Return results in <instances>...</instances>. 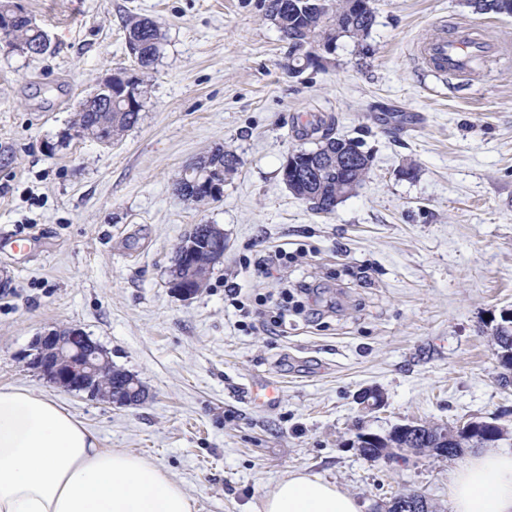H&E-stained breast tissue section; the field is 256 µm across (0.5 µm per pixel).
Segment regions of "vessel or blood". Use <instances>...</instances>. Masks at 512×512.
Instances as JSON below:
<instances>
[{"instance_id":"obj_1","label":"vessel or blood","mask_w":512,"mask_h":512,"mask_svg":"<svg viewBox=\"0 0 512 512\" xmlns=\"http://www.w3.org/2000/svg\"><path fill=\"white\" fill-rule=\"evenodd\" d=\"M495 51L490 43H474L467 30H440L420 47L419 57L427 69L443 76L451 72L471 74L480 70L485 58Z\"/></svg>"}]
</instances>
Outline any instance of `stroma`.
Returning <instances> with one entry per match:
<instances>
[{
	"instance_id": "obj_1",
	"label": "stroma",
	"mask_w": 512,
	"mask_h": 512,
	"mask_svg": "<svg viewBox=\"0 0 512 512\" xmlns=\"http://www.w3.org/2000/svg\"><path fill=\"white\" fill-rule=\"evenodd\" d=\"M44 24L37 57L0 45V387L55 398L99 439L162 466L195 512H258L293 471L379 512L422 493L448 512L465 456L373 463L358 432L465 418L504 428L493 331L512 309V61L442 81L415 59L438 25L512 41V16L466 0H374L365 46L341 40L317 69L288 67L261 0H18ZM166 38L137 125L112 146L63 140L107 70L133 68L124 22ZM372 158L356 192L322 214L281 179L312 149L302 117ZM240 159L220 200L198 207L171 183L213 148ZM223 229L208 288L185 301L169 268L191 225ZM26 238L14 248L12 235ZM286 247L281 275L256 262ZM306 280L295 313L286 290ZM73 326L149 392L116 407L50 387L26 364L32 339ZM279 386L262 406L253 392ZM377 390L384 402L360 401Z\"/></svg>"
}]
</instances>
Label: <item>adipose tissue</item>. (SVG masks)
Instances as JSON below:
<instances>
[{
  "label": "adipose tissue",
  "mask_w": 512,
  "mask_h": 512,
  "mask_svg": "<svg viewBox=\"0 0 512 512\" xmlns=\"http://www.w3.org/2000/svg\"><path fill=\"white\" fill-rule=\"evenodd\" d=\"M182 484L96 435L50 396L0 387V512H193ZM260 512H360L357 500L319 476L277 481ZM449 512H512V451L489 450L449 483Z\"/></svg>",
  "instance_id": "obj_1"
}]
</instances>
